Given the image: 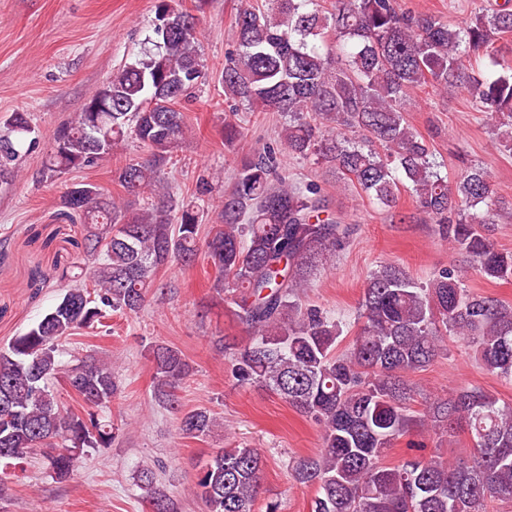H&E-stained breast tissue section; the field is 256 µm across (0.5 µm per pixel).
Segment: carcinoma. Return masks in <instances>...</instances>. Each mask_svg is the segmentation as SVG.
<instances>
[{
    "mask_svg": "<svg viewBox=\"0 0 512 512\" xmlns=\"http://www.w3.org/2000/svg\"><path fill=\"white\" fill-rule=\"evenodd\" d=\"M198 36L192 13L157 0L151 46L93 91L54 138L43 181L97 165L134 139L149 158L116 168L113 180L129 197L150 193L158 200L135 211L90 183L63 194L58 216L80 221L84 235L71 265L32 276L33 288L63 283L60 301L0 349V462L39 451L63 478L74 472L78 450L112 446L107 409L120 392L112 361L91 357L67 370L83 403V413L75 414L48 386L61 370L60 345L109 312H138L158 272L193 263L203 246L216 272L214 288L249 329L244 340H215L232 360V378L276 393L321 426L320 447L290 465L293 480L315 490L309 512H491L497 502H512V404L481 389L452 391L423 415L437 434L467 432L469 457L418 454L393 467L383 462L385 450L416 422L406 376L444 353V337L461 338L487 371L512 380L511 305L472 293L448 269L423 284L402 266L383 264L363 289L361 324L338 350L339 322L302 303L300 290L318 259L350 237L351 226L322 216L320 189L278 169L269 145L242 161L219 223L199 245L200 206L175 197L165 177L189 133L181 103L207 79ZM232 40L218 78L224 96L288 118L280 151L313 160L336 175V185L365 193L384 211L408 189L414 212L407 219L435 225L483 276L512 279V253L483 233L512 210V201L495 194L477 164L448 181L432 146L406 118L409 90L463 88L479 111L490 113L498 141L512 151L511 7L481 6L451 26L432 14L406 13L397 0H246ZM480 56L495 70H476ZM8 126L0 136V178L34 132L26 112L12 113ZM223 137L231 146L243 139V127L226 119ZM149 355L157 397L177 403L175 389L190 371L184 354L155 344ZM216 426L210 411L195 409L181 416L178 430L201 440ZM263 465L256 448L214 452L195 482L207 512H255ZM139 481L150 507L174 512L151 469H141Z\"/></svg>",
    "mask_w": 512,
    "mask_h": 512,
    "instance_id": "obj_1",
    "label": "carcinoma"
}]
</instances>
